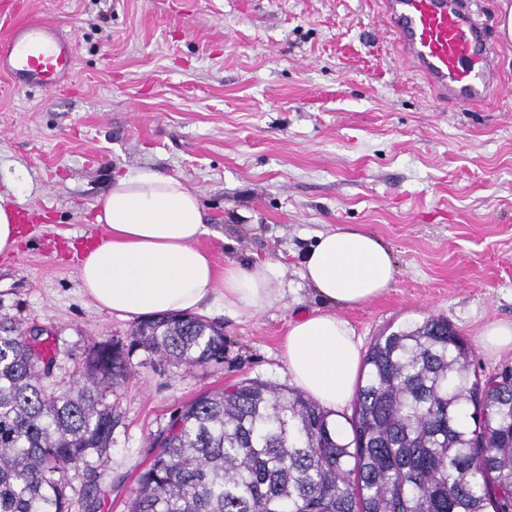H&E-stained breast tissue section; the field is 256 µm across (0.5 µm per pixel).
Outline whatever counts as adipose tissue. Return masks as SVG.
<instances>
[{
    "label": "adipose tissue",
    "mask_w": 512,
    "mask_h": 512,
    "mask_svg": "<svg viewBox=\"0 0 512 512\" xmlns=\"http://www.w3.org/2000/svg\"><path fill=\"white\" fill-rule=\"evenodd\" d=\"M27 180L5 183L0 198V256L17 254L18 216ZM100 240L79 267L83 294L126 319L194 313L216 305L255 314L280 305L286 288L272 264L217 266L199 241L206 234L197 194L180 178L144 168L115 176L94 204ZM301 275L327 304L359 307L392 288L396 264L381 239L356 227L319 235L300 260ZM282 357L294 383L323 408L349 403L361 363L348 322L316 312L292 322Z\"/></svg>",
    "instance_id": "ef3b65f1"
}]
</instances>
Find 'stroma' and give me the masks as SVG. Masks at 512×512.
Masks as SVG:
<instances>
[{
  "label": "stroma",
  "instance_id": "1",
  "mask_svg": "<svg viewBox=\"0 0 512 512\" xmlns=\"http://www.w3.org/2000/svg\"><path fill=\"white\" fill-rule=\"evenodd\" d=\"M477 2L500 88L461 112L402 65L381 0H24L23 19L75 40L77 65L59 92L0 76V192L24 172L22 207L43 217L0 257V315L41 327L57 388L72 386L85 349L130 343L136 325L81 293L67 248L98 234L93 204L114 176L182 178L216 262H269L290 289L253 315L203 313L224 329L223 362L178 369L133 353L109 396L119 421L106 458L69 471L72 512H128L154 445L200 395L245 379L292 387L288 326L330 309L300 276L321 232L361 227L397 265L381 297L333 308L362 348L434 317L470 343L471 373L512 359L478 340L512 321V45L498 34L512 0Z\"/></svg>",
  "mask_w": 512,
  "mask_h": 512
}]
</instances>
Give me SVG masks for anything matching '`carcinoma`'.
<instances>
[{
  "instance_id": "1",
  "label": "carcinoma",
  "mask_w": 512,
  "mask_h": 512,
  "mask_svg": "<svg viewBox=\"0 0 512 512\" xmlns=\"http://www.w3.org/2000/svg\"><path fill=\"white\" fill-rule=\"evenodd\" d=\"M141 350L175 367L224 359V332L186 314L139 322L129 347L85 351L72 389L0 316V512H71V467L102 457L118 423L107 392ZM471 349L427 319L378 337L350 431L299 390L242 381L168 425L130 512H512V365L470 377Z\"/></svg>"
}]
</instances>
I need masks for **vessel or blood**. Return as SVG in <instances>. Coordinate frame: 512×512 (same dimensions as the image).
Returning a JSON list of instances; mask_svg holds the SVG:
<instances>
[{
	"label": "vessel or blood",
	"instance_id": "vessel-or-blood-1",
	"mask_svg": "<svg viewBox=\"0 0 512 512\" xmlns=\"http://www.w3.org/2000/svg\"><path fill=\"white\" fill-rule=\"evenodd\" d=\"M390 32L436 99L465 110L496 93L499 57L469 0H384ZM0 73L20 90L61 88L75 70L70 38L51 25L0 15Z\"/></svg>",
	"mask_w": 512,
	"mask_h": 512
}]
</instances>
